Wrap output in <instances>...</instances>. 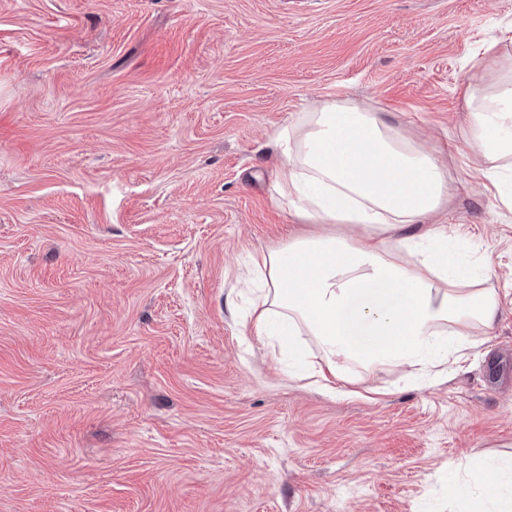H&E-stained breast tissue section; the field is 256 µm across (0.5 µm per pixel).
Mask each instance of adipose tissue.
<instances>
[{
  "label": "adipose tissue",
  "mask_w": 512,
  "mask_h": 512,
  "mask_svg": "<svg viewBox=\"0 0 512 512\" xmlns=\"http://www.w3.org/2000/svg\"><path fill=\"white\" fill-rule=\"evenodd\" d=\"M486 48L464 94L466 144L485 160L512 204V65ZM276 190L306 224H354L356 236H299L259 251L249 265L256 289L247 330L287 349L305 378L325 387L352 368L408 369L434 379L473 349L472 329L491 333L501 297L481 287L490 267H463L448 250V227L430 218L448 195V169L379 113L326 102L278 130ZM423 225L410 235L409 225ZM318 359L307 362L303 337ZM464 512H512L497 484L453 488Z\"/></svg>",
  "instance_id": "ef3b65f1"
}]
</instances>
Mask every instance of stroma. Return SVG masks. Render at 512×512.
Returning <instances> with one entry per match:
<instances>
[{
  "instance_id": "35a3bbf8",
  "label": "stroma",
  "mask_w": 512,
  "mask_h": 512,
  "mask_svg": "<svg viewBox=\"0 0 512 512\" xmlns=\"http://www.w3.org/2000/svg\"><path fill=\"white\" fill-rule=\"evenodd\" d=\"M512 0H0V512H453L512 463V206L463 91ZM381 113L448 166L504 298L476 356L331 393L244 342L250 253L311 232L273 134Z\"/></svg>"
}]
</instances>
